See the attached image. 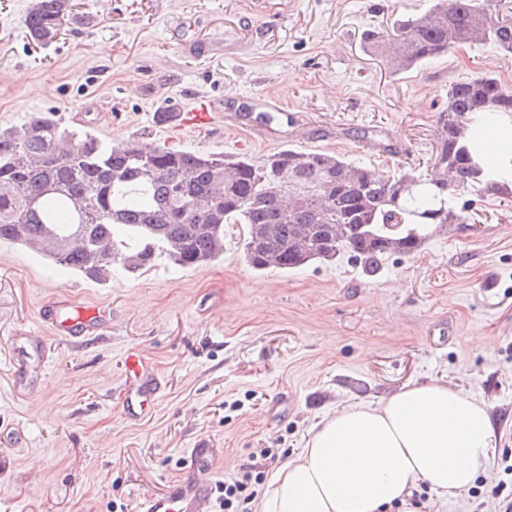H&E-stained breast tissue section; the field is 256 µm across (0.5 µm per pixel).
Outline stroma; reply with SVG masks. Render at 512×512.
Returning a JSON list of instances; mask_svg holds the SVG:
<instances>
[{
    "label": "stroma",
    "mask_w": 512,
    "mask_h": 512,
    "mask_svg": "<svg viewBox=\"0 0 512 512\" xmlns=\"http://www.w3.org/2000/svg\"><path fill=\"white\" fill-rule=\"evenodd\" d=\"M31 4L0 0L4 127L65 111L114 143L255 158L289 145L422 174L449 84L488 74L512 91V60L491 43L401 74L367 49L368 31L430 0H74L77 21L46 47L23 25ZM202 98L222 100L220 120L178 134L176 116ZM267 98L288 119L260 138L253 128ZM361 130L393 154L360 140ZM460 200L464 223L388 257L373 277L343 255L254 271L238 224L225 226L214 263L161 261L108 283L0 243V428L22 436L0 444V512H142L145 496L187 476L197 443L215 448L219 483L250 466L255 449H274L276 461L296 454L336 409L433 378L485 400L495 428L486 471L440 512H498L484 493L512 490V202L471 188ZM64 296L101 307L107 325L49 337L42 385L17 396L13 340L42 331V306ZM440 320L449 327L441 340L430 334ZM130 350L163 385L136 420L123 408Z\"/></svg>",
    "instance_id": "obj_1"
}]
</instances>
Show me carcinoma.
<instances>
[{
  "label": "carcinoma",
  "mask_w": 512,
  "mask_h": 512,
  "mask_svg": "<svg viewBox=\"0 0 512 512\" xmlns=\"http://www.w3.org/2000/svg\"><path fill=\"white\" fill-rule=\"evenodd\" d=\"M72 19V0H34L24 26L31 41L47 46ZM367 39L397 73L485 42L511 59L512 18L499 16L498 0H432ZM496 113L512 114V92L496 78L454 82L438 112L431 164L417 176L380 175L331 152L291 146L256 159L110 144L87 126L37 112L20 127L0 126V242L105 282L161 258L182 268L208 265L224 255V225L240 224L243 260L256 271L347 252L372 275L385 257L412 255L433 234L463 223L448 183L512 198V174L478 150L479 131Z\"/></svg>",
  "instance_id": "carcinoma-1"
}]
</instances>
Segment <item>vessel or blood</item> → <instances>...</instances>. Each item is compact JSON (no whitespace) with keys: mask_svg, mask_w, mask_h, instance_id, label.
Listing matches in <instances>:
<instances>
[{"mask_svg":"<svg viewBox=\"0 0 512 512\" xmlns=\"http://www.w3.org/2000/svg\"><path fill=\"white\" fill-rule=\"evenodd\" d=\"M218 107L210 101L192 108L183 119L185 128L193 129L212 124ZM41 321L49 335L66 338L91 336L103 328V316L95 309L87 310L68 298H59L44 307ZM50 346L46 337L26 335L15 341L13 354V388L17 395H24L31 386V376L48 359ZM126 377L124 406L132 417L147 413L161 393V381L145 359L135 351L125 357ZM212 449L191 448L187 451L189 474L172 482L159 494L146 498L143 512H209L212 489Z\"/></svg>","mask_w":512,"mask_h":512,"instance_id":"b4317fda","label":"vessel or blood"}]
</instances>
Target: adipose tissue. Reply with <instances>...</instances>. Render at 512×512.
<instances>
[{"instance_id": "1", "label": "adipose tissue", "mask_w": 512, "mask_h": 512, "mask_svg": "<svg viewBox=\"0 0 512 512\" xmlns=\"http://www.w3.org/2000/svg\"><path fill=\"white\" fill-rule=\"evenodd\" d=\"M494 443L482 398L438 379L407 385L312 426L269 475L258 512H415L418 486L457 496L486 470Z\"/></svg>"}]
</instances>
